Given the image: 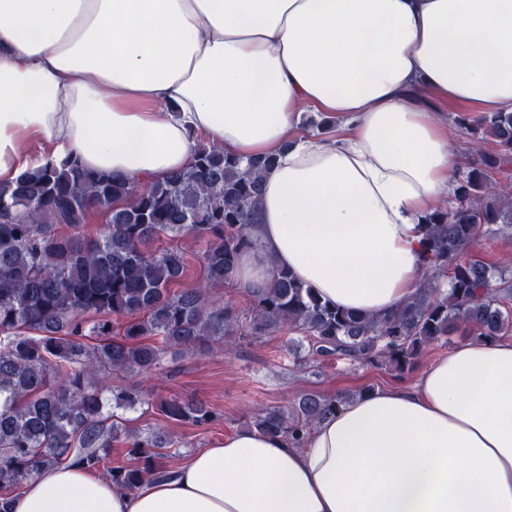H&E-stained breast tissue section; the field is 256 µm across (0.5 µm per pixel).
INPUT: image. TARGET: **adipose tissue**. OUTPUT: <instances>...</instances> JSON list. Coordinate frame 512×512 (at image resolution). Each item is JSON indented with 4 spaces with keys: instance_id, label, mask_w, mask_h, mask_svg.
Returning a JSON list of instances; mask_svg holds the SVG:
<instances>
[{
    "instance_id": "1",
    "label": "adipose tissue",
    "mask_w": 512,
    "mask_h": 512,
    "mask_svg": "<svg viewBox=\"0 0 512 512\" xmlns=\"http://www.w3.org/2000/svg\"><path fill=\"white\" fill-rule=\"evenodd\" d=\"M448 102L512 112V0H0V183L68 158L142 183L202 138L275 155L247 290L283 268L363 315L410 297L456 184ZM307 111L340 133L303 137ZM11 512H512V338L354 397L303 447L244 428L134 493L54 467Z\"/></svg>"
}]
</instances>
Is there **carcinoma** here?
<instances>
[{
	"label": "carcinoma",
	"instance_id": "obj_1",
	"mask_svg": "<svg viewBox=\"0 0 512 512\" xmlns=\"http://www.w3.org/2000/svg\"><path fill=\"white\" fill-rule=\"evenodd\" d=\"M473 142L451 205L424 224L427 272L414 295L381 316L322 302L285 269L248 292L250 307L217 304L212 291L235 279L239 253L256 244L263 173L275 159L243 158L199 142L192 166L139 184L48 164L0 187V512L11 494L61 465L98 469L121 435L114 409L144 400L137 383L112 375L161 377L170 360L204 354L226 339L300 334L313 361L348 360L400 374L421 353L465 327L480 341L512 334V265L465 254L482 236L512 232V194L495 174L512 162V113L457 116ZM498 150L481 147L486 137ZM93 209L106 214L95 237L83 232ZM208 241L203 276L171 289L185 272L179 250L150 248L160 235ZM122 321L113 336L112 319ZM349 396L303 393L290 411L271 406L252 427L295 443L340 411ZM166 419L213 420L194 399L161 402ZM136 464L108 467L112 485L138 491L172 475V442L161 430L127 433Z\"/></svg>",
	"mask_w": 512,
	"mask_h": 512
}]
</instances>
